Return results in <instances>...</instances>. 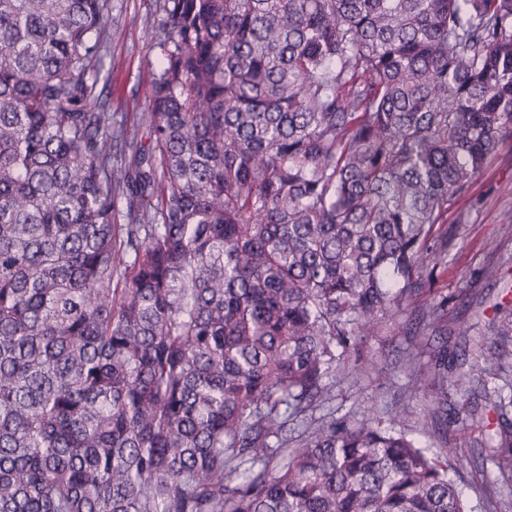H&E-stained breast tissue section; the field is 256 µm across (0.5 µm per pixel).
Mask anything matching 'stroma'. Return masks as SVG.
Masks as SVG:
<instances>
[{"mask_svg":"<svg viewBox=\"0 0 512 512\" xmlns=\"http://www.w3.org/2000/svg\"><path fill=\"white\" fill-rule=\"evenodd\" d=\"M113 22L105 48V71L111 85L106 95L114 122L137 131L148 141L139 118L148 111L150 82L159 73L160 53L147 31L125 23L132 15L155 13L160 0H111ZM448 239V255L422 281V296L447 298L448 315L468 319V333L432 337L433 346L447 342L449 354L463 361L462 371L448 375V416L436 422L430 415V395L424 382L412 377L405 361L412 354L408 327L417 305L404 306L387 326L364 337L359 349L366 374L337 371L330 378L331 398L321 407L291 417L288 431L300 433L310 422L362 418L382 420L392 406L407 407L412 415L410 434L423 446L452 462L466 454L472 465L456 483L469 512H512V460L491 461L483 444L497 419L486 411L484 423L467 418V380L481 381L487 391L512 395V343L491 352L501 311L512 309V141H506L487 160L468 191L449 208L447 222L438 229Z\"/></svg>","mask_w":512,"mask_h":512,"instance_id":"obj_1","label":"stroma"}]
</instances>
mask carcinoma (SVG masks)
<instances>
[{"instance_id":"cac0c4a2","label":"carcinoma","mask_w":512,"mask_h":512,"mask_svg":"<svg viewBox=\"0 0 512 512\" xmlns=\"http://www.w3.org/2000/svg\"><path fill=\"white\" fill-rule=\"evenodd\" d=\"M111 23L0 0V512H469L405 407L288 417L512 138V0H163L148 146L97 91ZM408 366L442 412L448 346Z\"/></svg>"}]
</instances>
